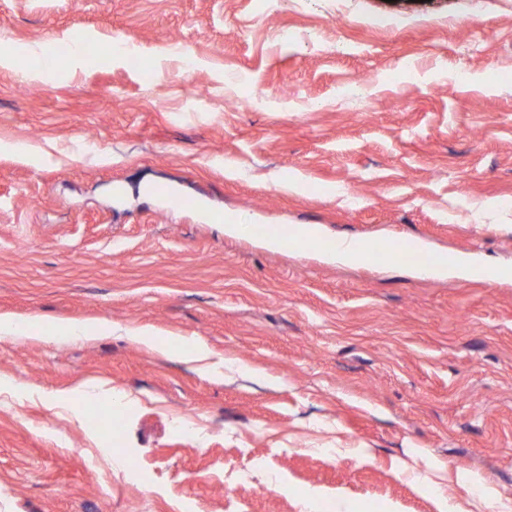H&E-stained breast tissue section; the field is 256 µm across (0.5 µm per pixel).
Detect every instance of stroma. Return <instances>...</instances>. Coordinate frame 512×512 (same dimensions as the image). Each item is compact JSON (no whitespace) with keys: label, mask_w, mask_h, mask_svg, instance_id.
<instances>
[{"label":"stroma","mask_w":512,"mask_h":512,"mask_svg":"<svg viewBox=\"0 0 512 512\" xmlns=\"http://www.w3.org/2000/svg\"><path fill=\"white\" fill-rule=\"evenodd\" d=\"M111 39L154 68L99 65ZM76 41L0 65V315L112 331L0 338V512H439L415 481L458 472L512 498V280L467 274L512 268V0H0V52ZM212 211L464 264L349 265ZM115 396L107 446L77 407ZM152 192L173 207L182 209H196L199 207V201L195 197L177 192L168 184H157L152 188Z\"/></svg>","instance_id":"35a3bbf8"}]
</instances>
